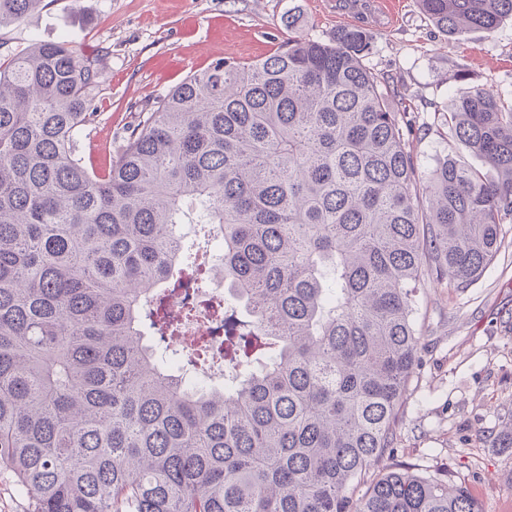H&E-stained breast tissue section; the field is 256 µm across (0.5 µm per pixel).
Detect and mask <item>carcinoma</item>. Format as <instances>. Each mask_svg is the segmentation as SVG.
<instances>
[{"label":"carcinoma","mask_w":512,"mask_h":512,"mask_svg":"<svg viewBox=\"0 0 512 512\" xmlns=\"http://www.w3.org/2000/svg\"><path fill=\"white\" fill-rule=\"evenodd\" d=\"M42 0H0V26ZM494 31L512 0H419ZM369 35L293 36L156 97L108 174L80 145L106 65L67 38L0 63V471L29 512H482L388 468L420 336L415 293L474 283L512 221V101L456 100L462 150L427 198ZM182 224L224 242L229 386L189 388L164 345L191 288Z\"/></svg>","instance_id":"carcinoma-1"}]
</instances>
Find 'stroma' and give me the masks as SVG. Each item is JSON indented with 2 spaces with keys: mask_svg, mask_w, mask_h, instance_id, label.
Masks as SVG:
<instances>
[{
  "mask_svg": "<svg viewBox=\"0 0 512 512\" xmlns=\"http://www.w3.org/2000/svg\"><path fill=\"white\" fill-rule=\"evenodd\" d=\"M291 15L298 33L314 38L367 29V65L397 89L395 105L424 133L411 142L419 178L447 157L495 178L481 159L461 152L448 111L481 88L512 98L511 18L491 33H447L418 0H399L393 20L376 0H42L23 20L0 26V43L12 50L68 36L84 58L105 57L97 117L81 148L84 165L102 174L155 97L217 59L273 55L289 37ZM415 323L420 362L398 410L394 457L382 467L428 470L467 486L483 512H512V451L497 444L512 423V223L471 286L421 289Z\"/></svg>",
  "mask_w": 512,
  "mask_h": 512,
  "instance_id": "obj_1",
  "label": "stroma"
}]
</instances>
